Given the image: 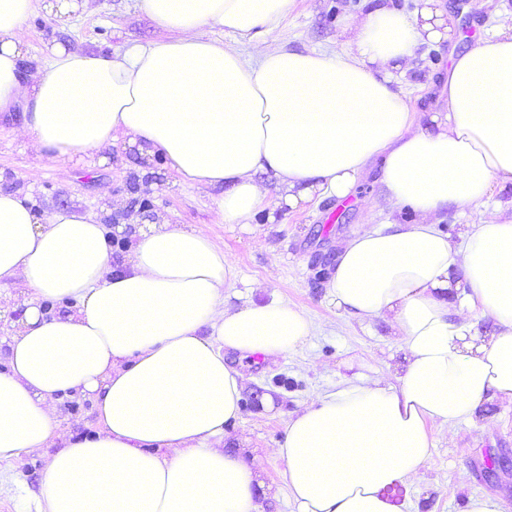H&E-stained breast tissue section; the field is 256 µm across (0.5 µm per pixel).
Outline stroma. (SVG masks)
Returning a JSON list of instances; mask_svg holds the SVG:
<instances>
[{
    "label": "stroma",
    "mask_w": 512,
    "mask_h": 512,
    "mask_svg": "<svg viewBox=\"0 0 512 512\" xmlns=\"http://www.w3.org/2000/svg\"><path fill=\"white\" fill-rule=\"evenodd\" d=\"M362 0H297L279 33L295 48L330 49L345 20L360 13ZM500 0H487L459 21L458 49L472 45L492 27L511 23ZM151 20L138 14L133 0H89L87 14L59 26L44 11L28 20L25 74L35 73L45 49L59 43L77 52L109 54L132 42L164 38ZM448 65V47L423 46L415 67L401 81L410 103L424 108L439 97V74ZM104 163L90 164L81 153L52 163L8 132L0 133V192L25 197L38 211L69 207L98 214L107 228L166 218L174 224L207 228L212 240L232 255L239 271L233 305L277 297L302 309L315 331L289 354L253 355L227 362L241 367L244 391L240 417L225 431L227 452H239L260 471L269 487L264 512H294L288 498L284 461L272 455L284 438L290 414L310 395L332 388L346 362L363 364L365 373L382 371L383 361L397 354L398 344L380 321L361 325L340 316L326 297L325 275L344 242L365 225L387 220L389 211L373 161L357 179L346 200L326 199L293 210L277 211L275 222L259 212L249 224H219L214 217L215 190L189 186L165 167L161 156L143 157L116 145L103 152ZM109 199H102V191ZM335 229L326 232L327 217ZM271 395L272 406L262 405ZM486 423L477 431L476 423ZM476 423L460 424L453 436L432 432V446L420 476L401 488L407 512H464L468 497L499 495L512 503V404L493 402L478 413ZM47 455L25 453L0 462V512H39L40 480Z\"/></svg>",
    "instance_id": "stroma-1"
}]
</instances>
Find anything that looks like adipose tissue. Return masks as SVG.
<instances>
[{
  "mask_svg": "<svg viewBox=\"0 0 512 512\" xmlns=\"http://www.w3.org/2000/svg\"><path fill=\"white\" fill-rule=\"evenodd\" d=\"M295 2L135 0L168 39L109 55L57 44L28 79L29 15L65 22L87 0H0V114L22 107L12 136L50 161L119 142L162 155L181 182L223 187L220 224L346 197L382 158L391 210L418 221L356 232L328 297L387 321L403 361L394 378L355 372L313 395L275 454L297 512H402L385 491L418 477L430 426L451 433L486 401L512 403V220L439 229L512 184V24L449 51L445 105L418 111L399 79L424 45L454 42L442 0L411 13L363 0L339 49L261 47ZM237 278L204 229L159 221L118 260L94 213L0 192V297L26 306L0 336V461L51 449L46 512H260L259 473L224 450L243 391L225 355L290 353L313 323L276 298L228 308ZM48 302L63 311L45 316ZM480 318L495 331L477 335ZM77 393L94 398L98 430L71 440L56 402Z\"/></svg>",
  "mask_w": 512,
  "mask_h": 512,
  "instance_id": "obj_1",
  "label": "adipose tissue"
}]
</instances>
